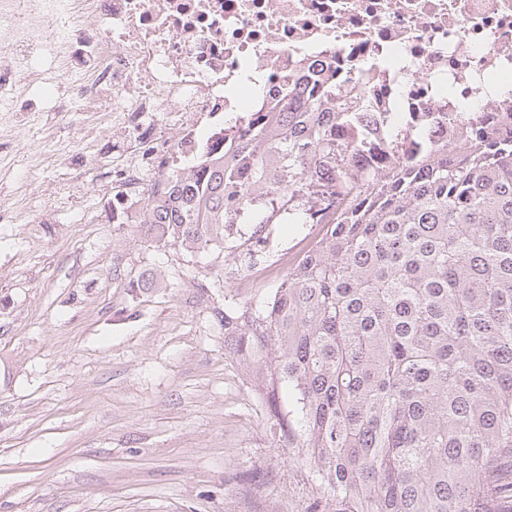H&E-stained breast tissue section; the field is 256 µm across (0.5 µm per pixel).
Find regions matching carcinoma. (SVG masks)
Returning <instances> with one entry per match:
<instances>
[{
    "label": "carcinoma",
    "mask_w": 512,
    "mask_h": 512,
    "mask_svg": "<svg viewBox=\"0 0 512 512\" xmlns=\"http://www.w3.org/2000/svg\"><path fill=\"white\" fill-rule=\"evenodd\" d=\"M304 90L175 176L141 239L255 265L267 225H322L279 288L224 305L225 354L309 485L304 512H512V125L468 123L459 150L420 131L355 175L368 141L333 126L366 113L324 111L334 81Z\"/></svg>",
    "instance_id": "obj_1"
}]
</instances>
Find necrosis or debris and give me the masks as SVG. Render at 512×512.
I'll return each mask as SVG.
<instances>
[{
  "instance_id": "4bbe7bcc",
  "label": "necrosis or debris",
  "mask_w": 512,
  "mask_h": 512,
  "mask_svg": "<svg viewBox=\"0 0 512 512\" xmlns=\"http://www.w3.org/2000/svg\"><path fill=\"white\" fill-rule=\"evenodd\" d=\"M346 86L367 135L358 174L380 172L391 147L387 117L421 125L430 140L462 143L459 113L499 125L512 112V0H0V136L21 115L97 116L116 143L112 221L129 223L164 195L173 170L201 173L224 150L225 128L283 103L288 80L311 62Z\"/></svg>"
}]
</instances>
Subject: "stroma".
<instances>
[{
    "instance_id": "35a3bbf8",
    "label": "stroma",
    "mask_w": 512,
    "mask_h": 512,
    "mask_svg": "<svg viewBox=\"0 0 512 512\" xmlns=\"http://www.w3.org/2000/svg\"><path fill=\"white\" fill-rule=\"evenodd\" d=\"M31 121L61 143L44 167L28 133L0 145V202L32 210L0 223V512H303L216 313L278 288L308 225H268L275 268L225 276L229 253L113 223L91 119Z\"/></svg>"
}]
</instances>
